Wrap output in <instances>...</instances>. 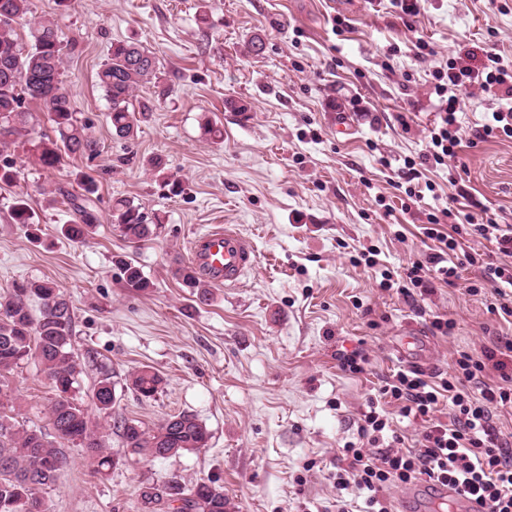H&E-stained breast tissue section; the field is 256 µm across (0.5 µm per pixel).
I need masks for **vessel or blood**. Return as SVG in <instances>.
Here are the masks:
<instances>
[{"mask_svg": "<svg viewBox=\"0 0 512 512\" xmlns=\"http://www.w3.org/2000/svg\"><path fill=\"white\" fill-rule=\"evenodd\" d=\"M190 261L212 284L229 286L255 264L256 255L245 238L216 224L195 237Z\"/></svg>", "mask_w": 512, "mask_h": 512, "instance_id": "vessel-or-blood-1", "label": "vessel or blood"}]
</instances>
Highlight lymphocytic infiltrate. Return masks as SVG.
<instances>
[{"label": "lymphocytic infiltrate", "instance_id": "obj_1", "mask_svg": "<svg viewBox=\"0 0 512 512\" xmlns=\"http://www.w3.org/2000/svg\"><path fill=\"white\" fill-rule=\"evenodd\" d=\"M433 77L438 111L428 146L418 159L404 164V193L411 199L422 196L424 170L446 165L457 154L462 142L457 119L460 95L477 87L508 100V107L493 112L477 136L512 137V63H504L492 51L481 57L467 49L462 58L438 67ZM452 215L447 208L429 213L422 230L435 242V253L427 262L412 263L402 274L383 271L380 287L398 288L407 297L412 289L435 282L455 285L459 265L451 264L450 258L458 254L461 265L480 267L483 280L490 284V312L512 318V225L482 223L470 213L455 223ZM475 237L495 240L501 261L488 263L479 250L465 249V242ZM511 361L512 339L498 336L480 354L459 352L452 373L432 375L410 366L386 378L378 398L369 400L360 414L357 441L340 450L343 463L333 476L336 512H350L344 496L348 490L361 501L357 512H393L387 491L418 482L456 487L474 498L481 512H512V442L501 438L495 421L497 409L512 407V372L507 369ZM491 368L498 371V381H488ZM443 401L451 411L446 423L435 416ZM391 405L400 416L423 422L417 446L406 447L393 429L387 411Z\"/></svg>", "mask_w": 512, "mask_h": 512}]
</instances>
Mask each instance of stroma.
I'll use <instances>...</instances> for the list:
<instances>
[{"label": "stroma", "mask_w": 512, "mask_h": 512, "mask_svg": "<svg viewBox=\"0 0 512 512\" xmlns=\"http://www.w3.org/2000/svg\"><path fill=\"white\" fill-rule=\"evenodd\" d=\"M339 15L349 21L340 36ZM32 17L62 33L64 87L100 154L46 171L27 139L11 146L18 175L0 182V295L23 281L65 291L81 404L112 456L100 472L83 448L66 444L68 463L43 493L49 512H145L144 486L175 474L190 486L213 482L229 512H329L339 448L356 440L383 380L406 365L398 344L422 337L414 364L435 374L452 371L458 352L512 337V323L489 311V295L470 294L482 282L475 268L412 302L379 286L382 270L430 255L420 230L427 213L452 206L512 225V137H476L504 106L493 93L464 95L463 143L428 172L433 191L415 202L400 186L438 109L433 71L463 47L489 45L512 58V0H427L409 18L390 0H32ZM256 35L263 50L254 55ZM419 36L434 49L422 62L412 52ZM116 41L141 44L159 61L157 81L136 92L152 110L129 140L113 136L97 83ZM235 102L243 111L232 110ZM341 119L352 134L337 132ZM208 120L223 128V141L205 135ZM154 157L164 171L150 166ZM80 173L97 183L99 222L72 241L64 229L76 216L51 195L77 191ZM172 180L180 194L169 191ZM458 184L469 197L454 202ZM20 197L33 225L12 220ZM120 197L160 217L156 237L120 235L110 221ZM212 224L234 225L257 262L202 303L175 271L189 266L194 236ZM370 249L373 268L359 261ZM126 261L142 269L147 291L126 288ZM436 315L452 321L448 335L432 333ZM357 349L371 364L354 376L336 355ZM145 366L163 378L151 398L127 382ZM104 370L116 390L108 415L91 398ZM54 399L37 359L0 377V413L18 426L52 434ZM181 412L206 426L207 448L170 459L131 455L113 426L122 417L152 430Z\"/></svg>", "instance_id": "stroma-1"}]
</instances>
